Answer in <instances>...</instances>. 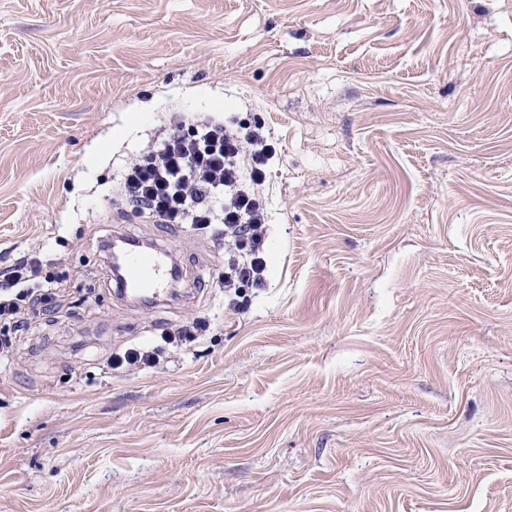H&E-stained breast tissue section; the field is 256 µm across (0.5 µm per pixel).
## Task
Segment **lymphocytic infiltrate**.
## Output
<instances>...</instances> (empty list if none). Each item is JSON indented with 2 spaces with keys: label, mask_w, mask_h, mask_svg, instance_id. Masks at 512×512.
I'll return each instance as SVG.
<instances>
[{
  "label": "lymphocytic infiltrate",
  "mask_w": 512,
  "mask_h": 512,
  "mask_svg": "<svg viewBox=\"0 0 512 512\" xmlns=\"http://www.w3.org/2000/svg\"><path fill=\"white\" fill-rule=\"evenodd\" d=\"M272 157L259 131L230 128L208 112L177 113L146 152L126 162L121 198L153 223L185 224L194 231L218 228L230 248L225 288L258 283L266 270L259 248L268 215L256 190ZM56 280L39 258H17L0 270V318L18 317L22 304L45 301Z\"/></svg>",
  "instance_id": "f902f5d3"
}]
</instances>
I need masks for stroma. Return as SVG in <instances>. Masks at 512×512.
I'll use <instances>...</instances> for the list:
<instances>
[{"instance_id":"obj_1","label":"stroma","mask_w":512,"mask_h":512,"mask_svg":"<svg viewBox=\"0 0 512 512\" xmlns=\"http://www.w3.org/2000/svg\"><path fill=\"white\" fill-rule=\"evenodd\" d=\"M174 112L273 145L263 286L114 202ZM119 235L164 302L117 296ZM24 254L63 279L0 322V512H512V0H0Z\"/></svg>"}]
</instances>
